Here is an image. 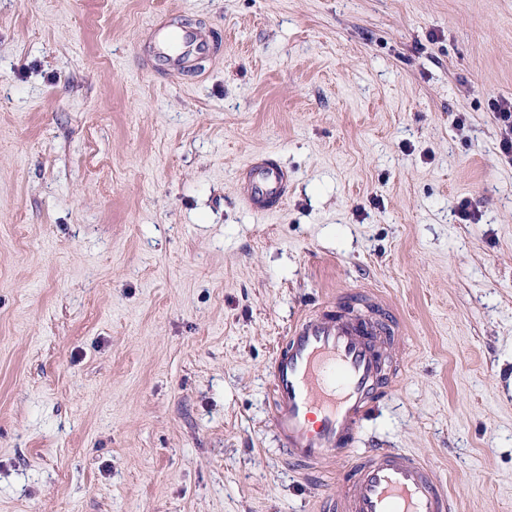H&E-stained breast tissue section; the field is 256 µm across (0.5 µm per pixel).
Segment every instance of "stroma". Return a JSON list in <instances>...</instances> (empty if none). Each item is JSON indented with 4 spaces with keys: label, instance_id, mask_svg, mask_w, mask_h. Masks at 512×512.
<instances>
[{
    "label": "stroma",
    "instance_id": "stroma-1",
    "mask_svg": "<svg viewBox=\"0 0 512 512\" xmlns=\"http://www.w3.org/2000/svg\"><path fill=\"white\" fill-rule=\"evenodd\" d=\"M165 14L199 73L141 69ZM510 97L512 0H0V512H314L344 469H291L271 362L365 288L402 334L359 447L512 512ZM245 172L246 199L254 212L272 214L285 204L288 174L277 160L269 156L252 159Z\"/></svg>",
    "mask_w": 512,
    "mask_h": 512
}]
</instances>
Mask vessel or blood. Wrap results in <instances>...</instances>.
Wrapping results in <instances>:
<instances>
[{
	"label": "vessel or blood",
	"instance_id": "vessel-or-blood-1",
	"mask_svg": "<svg viewBox=\"0 0 512 512\" xmlns=\"http://www.w3.org/2000/svg\"><path fill=\"white\" fill-rule=\"evenodd\" d=\"M212 51L201 29L153 25L144 66L184 70ZM252 210L271 214L287 198L288 174L275 159H252L245 168ZM356 293L333 296L301 316L284 337L271 369L272 421L288 461L313 474L345 462L348 490L336 512H453L448 493L424 460L388 448H358L369 411L389 391L391 374L381 340L400 331L385 298L369 297L366 314H354Z\"/></svg>",
	"mask_w": 512,
	"mask_h": 512
}]
</instances>
